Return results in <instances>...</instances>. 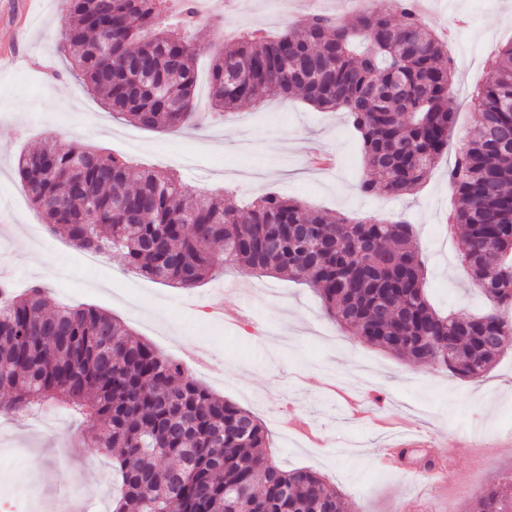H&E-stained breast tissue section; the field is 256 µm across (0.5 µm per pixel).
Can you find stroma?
Here are the masks:
<instances>
[{
    "label": "stroma",
    "mask_w": 512,
    "mask_h": 512,
    "mask_svg": "<svg viewBox=\"0 0 512 512\" xmlns=\"http://www.w3.org/2000/svg\"><path fill=\"white\" fill-rule=\"evenodd\" d=\"M197 0L196 17L180 34L199 52L197 116L175 132H154L112 117L70 75L56 45L61 0H31L26 21L0 18V51L16 61L0 67V274L16 291L39 285L53 302L86 304L121 320L163 354L192 367L204 348L208 364L196 377L212 391L257 415L271 450L287 469L319 473L348 500L352 512H473L479 492L512 493V341L493 368L476 379L434 364L399 359L362 343L327 319L317 294L303 281L218 271L183 290L132 277L120 255L94 265L84 250L44 230L18 238L16 225L41 223L17 174L21 153L48 137L103 147L124 157L131 175L142 169L177 172L195 191L233 200L242 210L267 192L355 219L389 213L413 227L429 292L442 312L491 310L461 264L464 240L449 233L448 168L478 114L473 91L488 82L489 58L512 40V0H434L424 16L430 29H451L456 72L451 87L457 123L448 151L411 195L366 196L356 186L367 175L346 115L319 110L299 97L271 98L224 115L209 108L210 59L228 33L274 35L320 13L337 14L336 0ZM316 154L335 157L332 169L310 166ZM238 319L215 322L214 299ZM480 440H472L473 431ZM94 429L56 408L23 418L0 414V501L38 494L70 500V512H111L112 458L88 447ZM420 442L416 457L450 464L445 479L430 480L419 466L382 467L386 448L405 436Z\"/></svg>",
    "instance_id": "35a3bbf8"
}]
</instances>
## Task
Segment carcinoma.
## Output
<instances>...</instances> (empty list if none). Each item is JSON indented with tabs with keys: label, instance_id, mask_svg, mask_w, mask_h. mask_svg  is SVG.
<instances>
[{
	"label": "carcinoma",
	"instance_id": "1",
	"mask_svg": "<svg viewBox=\"0 0 512 512\" xmlns=\"http://www.w3.org/2000/svg\"><path fill=\"white\" fill-rule=\"evenodd\" d=\"M168 0H62L58 50L72 74L114 114L153 131L193 117L196 50L159 29ZM493 79L472 98L478 126L448 167V229H462L470 281L512 308V40L490 59ZM456 63L444 35L412 0H376L350 19L316 14L274 40L247 33L224 44L211 69L213 105L299 94L343 111L370 178L362 194L414 193L448 149ZM100 148L47 139L21 154L18 175L51 230L88 252H117L134 272L193 288L214 268L303 278L325 314L362 342L417 363L479 378L501 355L512 321L495 312L443 315L428 296L425 264L403 219L354 221L267 193L246 213L195 193L174 172L144 169ZM122 198L125 207L114 200ZM306 224L309 235L293 237ZM0 390L7 409L64 407L92 423L94 447L118 449L112 512H348L311 470H286L266 451L257 417L212 393L120 320L92 307L52 304L34 285L0 280ZM171 459L169 468L159 466ZM473 512H512L488 487Z\"/></svg>",
	"mask_w": 512,
	"mask_h": 512
}]
</instances>
